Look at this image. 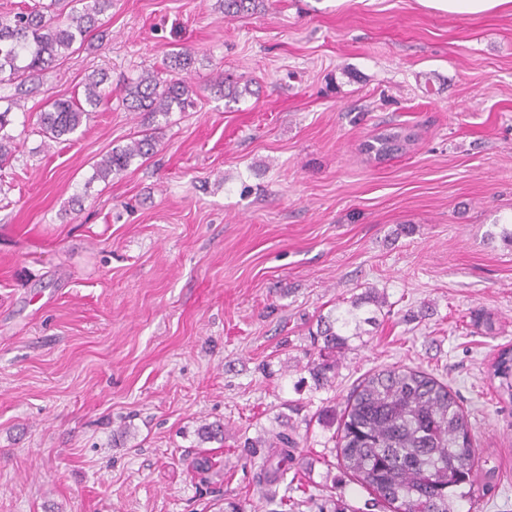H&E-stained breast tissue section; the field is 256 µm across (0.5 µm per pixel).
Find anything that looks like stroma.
Here are the masks:
<instances>
[{
  "instance_id": "35a3bbf8",
  "label": "stroma",
  "mask_w": 512,
  "mask_h": 512,
  "mask_svg": "<svg viewBox=\"0 0 512 512\" xmlns=\"http://www.w3.org/2000/svg\"><path fill=\"white\" fill-rule=\"evenodd\" d=\"M190 52L193 107L152 117L124 84ZM108 76V106L40 133L46 100ZM249 83L225 105L218 75ZM16 150L0 167V512H281L237 445L288 424L291 512L363 507L323 409L399 364L457 392L494 468L474 512H512V11L417 0H112L84 42L0 83ZM416 134L375 160L382 131ZM145 134L152 156L96 162ZM386 305L332 386L307 363L319 316L367 290ZM484 312L491 328L474 327ZM222 422L196 474L201 421ZM425 8L450 15H479L511 7V0H417ZM493 376L500 378V388L512 399V349H504L498 355Z\"/></svg>"
}]
</instances>
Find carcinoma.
Instances as JSON below:
<instances>
[{
  "mask_svg": "<svg viewBox=\"0 0 512 512\" xmlns=\"http://www.w3.org/2000/svg\"><path fill=\"white\" fill-rule=\"evenodd\" d=\"M77 3L81 8L69 6ZM112 6V0H50L35 3L17 12L0 15V83L25 81L49 69L74 43L98 23V17ZM264 0H224V14L239 15L257 11ZM107 75L95 73L83 83L82 98L55 100L40 112L43 136L57 141L74 133L110 100ZM215 86L227 102H237L250 92L240 84L219 75ZM195 91L184 79L162 81L144 72L125 84L122 104L132 112L166 115L173 108L184 110L192 104ZM10 109L0 111V163L13 155L14 137L5 132ZM411 135L395 130L376 138L368 149L378 156L398 152ZM155 137L143 135L123 148H117L96 164L95 178L103 181L125 171L132 161L150 155ZM385 298L368 290L351 301L319 317L315 337L321 342L308 366L318 386L336 378L341 356L350 341L363 336V325L375 316H362L365 305L381 308ZM493 376L512 399V349L498 355ZM321 419L338 424L334 442L339 464L361 487L369 491L362 512L391 509V512H462V501L475 504L473 494L487 493L490 482H478L481 470L477 449L473 448L471 428L460 397L435 377L406 366H389L365 376L346 399L341 416L326 409ZM203 442L224 440V425L203 423L197 429ZM246 448H266L267 456L255 474L262 497L288 506V497L279 495L288 463L296 460L297 441L288 430L269 437L245 441ZM466 485L470 490L457 492Z\"/></svg>",
  "mask_w": 512,
  "mask_h": 512,
  "instance_id": "1",
  "label": "carcinoma"
}]
</instances>
